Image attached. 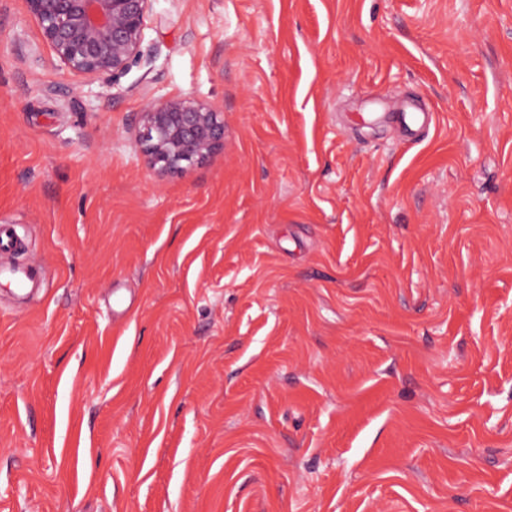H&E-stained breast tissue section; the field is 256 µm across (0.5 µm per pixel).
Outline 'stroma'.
<instances>
[{"mask_svg":"<svg viewBox=\"0 0 512 512\" xmlns=\"http://www.w3.org/2000/svg\"><path fill=\"white\" fill-rule=\"evenodd\" d=\"M68 73L0 0V512H512V0H153ZM224 112L163 177L152 101ZM430 112L418 138L369 112ZM0 279L12 284L14 288H17L20 291H26L28 288L36 287L37 270L33 267L6 268L1 265Z\"/></svg>","mask_w":512,"mask_h":512,"instance_id":"stroma-1","label":"stroma"}]
</instances>
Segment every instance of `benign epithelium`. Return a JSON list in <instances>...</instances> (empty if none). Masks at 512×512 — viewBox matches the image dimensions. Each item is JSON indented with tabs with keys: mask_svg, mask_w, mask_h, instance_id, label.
<instances>
[{
	"mask_svg": "<svg viewBox=\"0 0 512 512\" xmlns=\"http://www.w3.org/2000/svg\"><path fill=\"white\" fill-rule=\"evenodd\" d=\"M43 40L73 74L116 82L137 64H149L144 30L153 0H25ZM136 144L159 175L182 173L224 150V113L190 98L149 103Z\"/></svg>",
	"mask_w": 512,
	"mask_h": 512,
	"instance_id": "1",
	"label": "benign epithelium"
}]
</instances>
